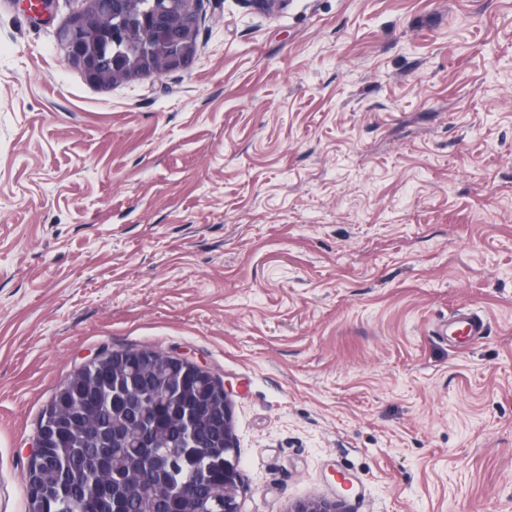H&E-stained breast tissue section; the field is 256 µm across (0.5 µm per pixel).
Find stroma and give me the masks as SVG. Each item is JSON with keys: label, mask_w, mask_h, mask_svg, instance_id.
<instances>
[{"label": "stroma", "mask_w": 512, "mask_h": 512, "mask_svg": "<svg viewBox=\"0 0 512 512\" xmlns=\"http://www.w3.org/2000/svg\"><path fill=\"white\" fill-rule=\"evenodd\" d=\"M79 2L0 0V512L103 348L225 383L242 512H512V0H204L109 87ZM80 10L72 14L60 34V47L70 64L79 68L89 80L103 84L98 70L101 53L86 51L93 36V24L98 20L101 0H82ZM124 358L127 357L129 362L139 365L144 369L155 368L160 362H168V367L181 370L183 373H190L198 378L204 379L209 375V371L198 362L181 356H174L168 353L156 351H123ZM126 354V355H125Z\"/></svg>", "instance_id": "35a3bbf8"}]
</instances>
